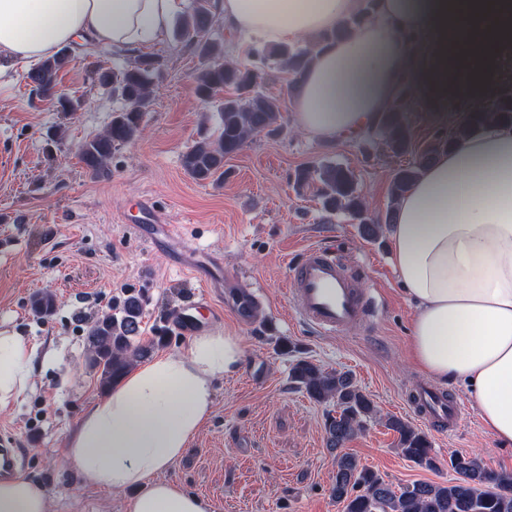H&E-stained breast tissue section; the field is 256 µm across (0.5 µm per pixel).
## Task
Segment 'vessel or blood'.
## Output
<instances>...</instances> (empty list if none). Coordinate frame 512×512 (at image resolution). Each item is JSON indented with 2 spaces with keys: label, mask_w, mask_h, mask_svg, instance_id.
<instances>
[{
  "label": "vessel or blood",
  "mask_w": 512,
  "mask_h": 512,
  "mask_svg": "<svg viewBox=\"0 0 512 512\" xmlns=\"http://www.w3.org/2000/svg\"><path fill=\"white\" fill-rule=\"evenodd\" d=\"M290 302L293 311L319 334L332 336L357 324L365 310V301L345 273L334 249H309L304 258L289 268ZM206 310L218 318L221 307L207 290L195 292L192 301L172 317L180 332L192 333L199 325L197 310ZM409 402L417 415L441 431H455L466 406L463 401L430 387L413 390Z\"/></svg>",
  "instance_id": "b4317fda"
}]
</instances>
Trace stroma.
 I'll return each mask as SVG.
<instances>
[{
    "label": "stroma",
    "mask_w": 512,
    "mask_h": 512,
    "mask_svg": "<svg viewBox=\"0 0 512 512\" xmlns=\"http://www.w3.org/2000/svg\"><path fill=\"white\" fill-rule=\"evenodd\" d=\"M70 52L73 60L60 72L58 88L83 99L75 113L35 93L27 65H18L0 86V331L23 336L53 357L52 364L37 365L21 397L0 407V439L23 448L20 472L43 486L51 512H126L130 491L84 483L69 467L65 448L103 395L86 365L85 331L128 290L144 300L143 340L156 328L169 330L155 354L188 347L190 336L171 329L170 318L202 287L224 297L222 319L207 322V329L244 340L241 368L216 380L212 416L165 474L203 498L207 512H342L331 495L335 454L324 431L329 407L290 379L300 357L351 372L373 399L377 420L344 450L393 486L448 481L453 452L512 474V449L485 433L476 406L451 435L413 413L407 398L425 376L408 356L414 307L394 270L388 238L364 239L349 215L323 211L318 182L300 186L294 180L301 169L347 166L369 214L384 215L395 170L462 120L466 94L449 95L432 111L410 99L405 117L413 150L399 157L389 152L382 129L329 140L300 133L286 109L276 132L251 137L225 158L223 178L199 181L185 170L183 156L217 128L219 116L216 105L195 94L196 50L170 39L134 52L78 45ZM147 55L158 63L143 134L113 151L102 176L91 177L77 148L103 132L121 106L96 84L95 72ZM58 128L64 139L49 144ZM142 197L157 220L135 230L124 217L136 212ZM160 222L173 226L174 237L156 249L148 235ZM316 244L335 248L372 305L365 320L333 336L300 321L287 291L290 260ZM45 291L56 304L50 315L38 317L30 303ZM243 291L260 299L249 323L234 310ZM391 415L427 432L438 470L402 456L396 433L385 425Z\"/></svg>",
    "instance_id": "stroma-1"
}]
</instances>
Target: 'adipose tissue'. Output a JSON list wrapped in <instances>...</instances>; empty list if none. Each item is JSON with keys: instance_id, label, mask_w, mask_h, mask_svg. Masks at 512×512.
I'll use <instances>...</instances> for the list:
<instances>
[{"instance_id": "adipose-tissue-1", "label": "adipose tissue", "mask_w": 512, "mask_h": 512, "mask_svg": "<svg viewBox=\"0 0 512 512\" xmlns=\"http://www.w3.org/2000/svg\"><path fill=\"white\" fill-rule=\"evenodd\" d=\"M357 0H220L224 25L245 39L291 44L331 29ZM179 0H0V80L78 39L134 51L167 41ZM512 47V0H379L353 36L316 53L294 79L296 126L328 139L372 126L402 75L435 94L497 89ZM392 260L415 305L414 362L436 384L462 385L485 432L512 446V126L494 120L440 153L401 198L388 228ZM240 337L211 330L185 350L135 366L97 400L67 440L84 481L135 489L127 512H206L162 475L214 410L213 385L238 371ZM38 352L0 332V405L24 393ZM0 512H48L24 475L0 481Z\"/></svg>"}]
</instances>
